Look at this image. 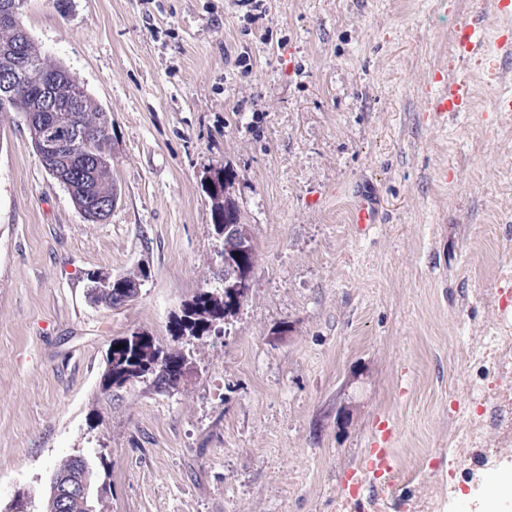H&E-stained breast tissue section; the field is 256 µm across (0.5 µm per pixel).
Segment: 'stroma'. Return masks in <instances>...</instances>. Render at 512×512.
<instances>
[{
    "label": "stroma",
    "mask_w": 512,
    "mask_h": 512,
    "mask_svg": "<svg viewBox=\"0 0 512 512\" xmlns=\"http://www.w3.org/2000/svg\"><path fill=\"white\" fill-rule=\"evenodd\" d=\"M20 22L112 118L110 216L88 221L0 111V512L83 456L93 512H512V90L489 0H26ZM485 29L464 57L457 32ZM464 111H433L442 80ZM252 237L220 334L174 321L215 277L205 179ZM376 203V223L353 221ZM144 272L91 301L87 277ZM186 352L173 388L106 387L115 338ZM89 281L93 284L89 288V291L91 292V295H92L94 301L98 302V303L99 302L105 303L112 307L121 305V304H119V298L122 297L123 295H125L127 292H132L133 290H135V292L139 293V290H140L139 289L140 281L135 278H133L132 287H133V284H135L137 289L120 288V285L118 283H116V281H114L113 284H112V282L107 283V284H102L100 282L93 281L91 279H89ZM397 474L390 448H370L361 467L352 475L350 493L357 498L366 488L369 493L392 486Z\"/></svg>",
    "instance_id": "stroma-1"
}]
</instances>
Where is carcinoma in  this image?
Instances as JSON below:
<instances>
[{
  "label": "carcinoma",
  "mask_w": 512,
  "mask_h": 512,
  "mask_svg": "<svg viewBox=\"0 0 512 512\" xmlns=\"http://www.w3.org/2000/svg\"><path fill=\"white\" fill-rule=\"evenodd\" d=\"M79 90L83 96L81 108L75 112L63 109L52 114L40 111V90L37 82L28 81L18 89L19 100L23 103L24 111L33 114V122L40 119L54 117L56 121L84 130V136L78 139L65 154L66 161H58L56 165L63 175L69 176L73 183L71 190L72 200L81 206L98 194L112 195L116 187L110 179L112 168V136L110 127L112 121L108 113L104 112L86 93L84 87L65 74V81L57 85L58 95L62 98L69 96L74 90ZM94 154L100 162V167L84 181L71 176L75 167V159L84 154ZM212 219L215 232L224 231V223L238 227L239 237L247 240L245 253L239 256V263L246 272H253L256 253L252 238L241 223V212L238 205L231 198L224 200L220 197L211 199ZM96 302L109 306L119 305V298L129 292L118 283L102 284L93 282L89 288ZM236 288L233 282H228L212 291L200 292L191 302L184 305L182 314L176 318V333L181 336L188 333L194 337L217 333L228 317L232 316L239 306L235 297ZM123 345L119 350H112V358L108 359V369L105 380L117 385L130 381L143 379L147 376L153 378L154 386L158 388H171L180 382L178 373L172 368L178 358L171 356L165 359L162 365L147 370L144 362L148 361L151 353L160 352L159 348L151 345L135 344L129 336L112 340V345Z\"/></svg>",
  "instance_id": "obj_1"
}]
</instances>
